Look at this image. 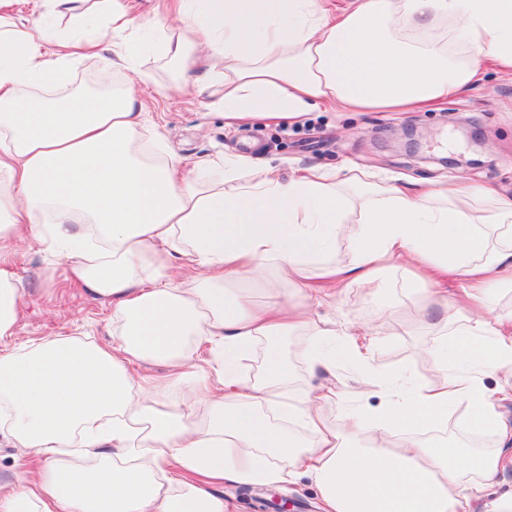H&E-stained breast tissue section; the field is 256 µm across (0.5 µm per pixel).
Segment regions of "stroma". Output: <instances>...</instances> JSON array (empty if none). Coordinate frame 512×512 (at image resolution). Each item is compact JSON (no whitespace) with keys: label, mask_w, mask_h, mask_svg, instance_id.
<instances>
[{"label":"stroma","mask_w":512,"mask_h":512,"mask_svg":"<svg viewBox=\"0 0 512 512\" xmlns=\"http://www.w3.org/2000/svg\"><path fill=\"white\" fill-rule=\"evenodd\" d=\"M141 71L149 74V83L138 82ZM73 79L91 87L136 84L148 106L149 128L162 136V157H176L188 170L199 160L235 154L278 165L285 178L312 166L334 169L354 163L379 181L400 175L440 182L464 177L512 193V78L492 72L436 111L311 112L294 121L231 125L211 108L208 94L177 88L173 68L150 51L141 53L134 72L80 61ZM21 250L14 271L24 298L11 343L30 346L53 336L111 343V305L82 294L70 281L61 253L43 241L24 243ZM406 279V272L394 271L387 275L381 297L354 284L336 299L313 306L314 321H329L337 333L374 343L366 367L340 362L312 373L302 356L291 357L290 389L332 387L342 392V400L327 410L331 423H340L343 414L378 406L385 399V379L400 372L432 377L425 349L433 336L405 295ZM34 466L32 450L0 440V484L26 486ZM218 491L231 512H262L264 501L275 495L291 498L296 512H320L317 491L306 477L278 486L227 481Z\"/></svg>","instance_id":"stroma-1"}]
</instances>
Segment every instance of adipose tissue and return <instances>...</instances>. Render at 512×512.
I'll use <instances>...</instances> for the list:
<instances>
[{
	"instance_id": "1",
	"label": "adipose tissue",
	"mask_w": 512,
	"mask_h": 512,
	"mask_svg": "<svg viewBox=\"0 0 512 512\" xmlns=\"http://www.w3.org/2000/svg\"><path fill=\"white\" fill-rule=\"evenodd\" d=\"M0 0V338L19 320L10 267L16 241L50 228L85 293L112 304L111 344L54 336L0 348V435L46 465L32 488L0 486V512H228L214 480L282 485L305 476L323 512H467L495 488L512 453V423L481 377L512 390V194L475 209L465 180L367 191L369 174L319 167L282 178L241 155L151 161L146 105L132 87L61 91L73 65L106 57L135 70V19L125 0H31L28 15ZM148 25L180 87H214L225 119H292L312 111H398L456 99L492 67L512 74V0H172ZM180 24L169 28L170 14ZM74 18L79 30L49 25ZM452 21L450 44L427 40ZM220 168L208 185L201 171ZM363 189L358 223L346 188ZM346 238L349 260L331 251ZM177 256L178 273L158 268ZM416 268L409 296L456 277L462 289L429 320L436 379L399 383L346 430L329 425L333 391L282 397L291 376L277 344L296 339L309 367L335 364L336 331L313 324L324 289H382L389 271ZM259 282L253 295L250 282ZM306 287L294 302L288 285ZM225 362L223 392L199 389L190 337ZM262 350L250 383L234 361ZM163 361L189 396L153 399L131 366ZM464 407L491 450L420 438Z\"/></svg>"
}]
</instances>
